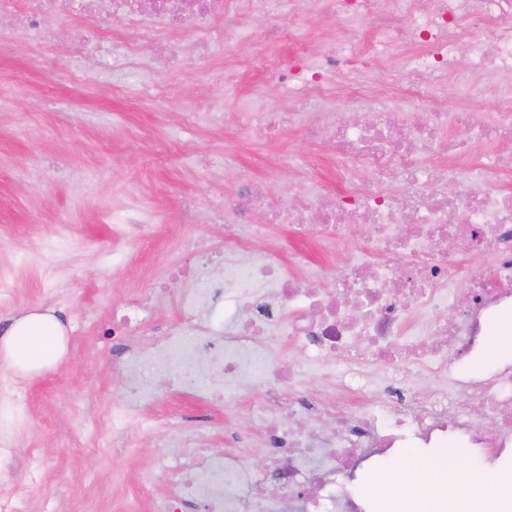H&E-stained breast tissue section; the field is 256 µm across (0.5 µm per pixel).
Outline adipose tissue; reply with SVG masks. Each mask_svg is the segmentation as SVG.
Returning a JSON list of instances; mask_svg holds the SVG:
<instances>
[{
	"mask_svg": "<svg viewBox=\"0 0 512 512\" xmlns=\"http://www.w3.org/2000/svg\"><path fill=\"white\" fill-rule=\"evenodd\" d=\"M65 340L56 317L32 313L16 320L0 338V364L31 373L55 364ZM383 512H512V474L455 469L447 452L408 459L396 493Z\"/></svg>",
	"mask_w": 512,
	"mask_h": 512,
	"instance_id": "ef3b65f1",
	"label": "adipose tissue"
}]
</instances>
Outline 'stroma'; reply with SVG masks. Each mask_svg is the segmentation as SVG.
I'll return each mask as SVG.
<instances>
[{
    "mask_svg": "<svg viewBox=\"0 0 512 512\" xmlns=\"http://www.w3.org/2000/svg\"><path fill=\"white\" fill-rule=\"evenodd\" d=\"M111 27L121 44L88 58L61 41L0 46V269L11 274L0 333L50 307L66 344L41 373L0 370V384L19 380L26 388L21 407L0 395V449L9 451L0 456V490L25 498L29 512H167V482L188 452L162 447L159 414L215 454L227 451L225 429L236 430L251 439L246 465H264L255 427L238 410L198 400L190 375L183 391L159 393L117 427H99L107 409L129 398L112 311L171 263L196 266L182 245L186 236L197 234L204 249L223 246L214 213L234 197L240 169L278 198L305 184L336 187L334 166L318 161L300 131L273 142L220 119L287 102L272 70L287 62L296 39L267 46L261 59L244 51L234 66L217 41L210 61L160 75L153 46L140 45L136 63H126L131 34L121 19ZM141 204L161 235L135 240L122 224Z\"/></svg>",
    "mask_w": 512,
    "mask_h": 512,
    "instance_id": "stroma-1",
    "label": "stroma"
}]
</instances>
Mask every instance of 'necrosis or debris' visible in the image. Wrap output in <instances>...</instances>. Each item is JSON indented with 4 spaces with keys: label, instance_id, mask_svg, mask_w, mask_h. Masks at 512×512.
Returning <instances> with one entry per match:
<instances>
[{
    "label": "necrosis or debris",
    "instance_id": "necrosis-or-debris-1",
    "mask_svg": "<svg viewBox=\"0 0 512 512\" xmlns=\"http://www.w3.org/2000/svg\"><path fill=\"white\" fill-rule=\"evenodd\" d=\"M61 0H0V15L40 36ZM78 0L97 18L75 32L82 47L111 42L108 19L124 13L137 42L165 41L182 27L208 28L214 17L240 4L254 12L265 0ZM296 20L318 12L325 22L355 26L371 21L366 45L347 37L321 42L308 56L292 57L287 82L292 111L264 109L225 115L239 126H258L270 138L302 124L305 139L337 162L345 189L334 194L267 199L265 183L240 170L238 191L224 204L227 235L217 274L176 268L183 288V318L156 326L150 347L124 338L127 316L112 321L115 338L131 355L126 376L141 365L153 381L124 404L135 411L159 390L180 385L185 369L211 380L208 397L244 411L258 423L268 457L264 468L240 455L215 458L196 448L200 466L177 472L169 512H362L336 493V478L394 447L441 443L448 430L470 433L477 453L501 457L512 447V368L459 382L449 377L484 333V315L512 300V0H274ZM465 59L468 72L449 78ZM399 60L407 84H388L374 104L369 67ZM342 63L349 97L331 80L326 62ZM482 74L476 84L469 73ZM490 97L498 120L476 122L473 100ZM426 104L410 110L411 101ZM370 103L352 121L354 104ZM472 145L464 150L457 131ZM492 140L498 153L475 152ZM282 224L334 242L322 266L303 256L285 264L263 247L266 227ZM257 244L250 260L242 243ZM484 254L491 267L471 265ZM465 301L457 319L449 303ZM316 377L331 388L324 401H303L301 382ZM423 387L402 404L393 383ZM258 388L263 398L241 400ZM465 389L463 406L450 405ZM495 429L485 434L483 425Z\"/></svg>",
    "mask_w": 512,
    "mask_h": 512
}]
</instances>
